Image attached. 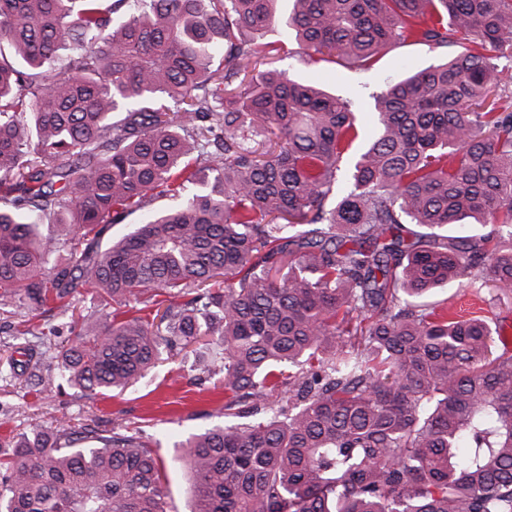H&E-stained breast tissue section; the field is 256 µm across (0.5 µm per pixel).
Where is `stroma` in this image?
<instances>
[{
    "instance_id": "stroma-1",
    "label": "stroma",
    "mask_w": 512,
    "mask_h": 512,
    "mask_svg": "<svg viewBox=\"0 0 512 512\" xmlns=\"http://www.w3.org/2000/svg\"><path fill=\"white\" fill-rule=\"evenodd\" d=\"M288 42L279 70L290 75L321 82L326 89L344 99H354L360 112L372 111V95L380 89L383 78L396 77L404 69L421 70L443 59L445 50L420 44L396 45L384 49L373 69L322 63L302 65ZM434 300L447 301L448 309L463 315L484 312L496 324L499 334L512 335V292L502 294L493 287L475 290L465 286L442 289ZM216 353L202 349L200 364L191 359L162 353L145 376L122 392L88 397L76 387L65 395L38 399L27 395L23 380L0 386V436L21 432L29 424L79 426L94 420L104 427H122L150 441L164 463L165 487L176 512H189V474L173 465L174 443L192 428H206L224 422V390L206 372L204 362Z\"/></svg>"
}]
</instances>
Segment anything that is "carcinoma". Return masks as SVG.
I'll return each mask as SVG.
<instances>
[{"instance_id": "obj_1", "label": "carcinoma", "mask_w": 512, "mask_h": 512, "mask_svg": "<svg viewBox=\"0 0 512 512\" xmlns=\"http://www.w3.org/2000/svg\"><path fill=\"white\" fill-rule=\"evenodd\" d=\"M278 2L0 0V310H105L0 380L122 392L209 337L225 422L176 444L191 512H512V355L426 301L512 290V0ZM278 24L308 63L451 52L383 79L353 152L352 103L269 67ZM162 478L96 422L0 440V512H174Z\"/></svg>"}]
</instances>
